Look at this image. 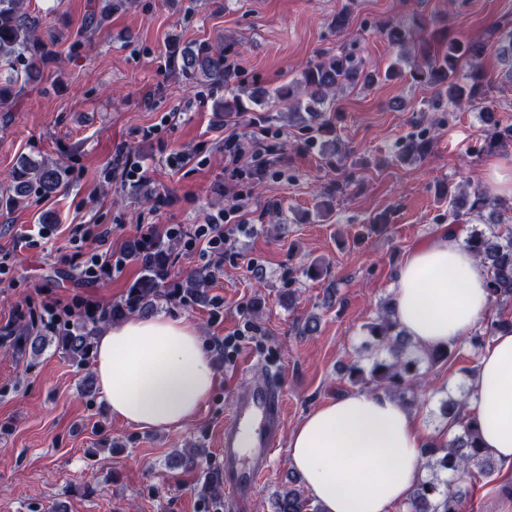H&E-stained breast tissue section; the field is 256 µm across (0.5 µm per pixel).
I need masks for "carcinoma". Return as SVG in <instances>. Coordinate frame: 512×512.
I'll list each match as a JSON object with an SVG mask.
<instances>
[{
	"label": "carcinoma",
	"mask_w": 512,
	"mask_h": 512,
	"mask_svg": "<svg viewBox=\"0 0 512 512\" xmlns=\"http://www.w3.org/2000/svg\"><path fill=\"white\" fill-rule=\"evenodd\" d=\"M37 24L24 12V0H0V103L6 104L15 96L16 85L26 84L31 73L21 74L15 62L21 56H29L30 64L46 66L57 56L55 41L45 40L37 32ZM425 30V24L410 30L400 24H388L380 34L394 48L398 58L408 54L411 46L417 45V34ZM500 54L507 58L508 81L512 82V27L495 30ZM482 47L470 43L450 41L439 53L423 54V61L404 71L398 64H391L384 72H373L353 51L344 47L307 63L292 82L278 86L268 93V99L288 105L307 141L315 144L319 139L333 133L336 119V95L359 85L365 86L378 80L398 81L405 79L413 85L437 89L438 97L448 99L452 105L474 102L486 97L482 74L472 69L461 72L462 63L479 56ZM171 68L178 70L189 81L224 88V112L232 114L247 112L244 103L245 88L232 80L226 67L224 50L208 46L195 51L184 50L170 57ZM485 122L489 129L482 150L489 153L503 151L512 146V125L496 119L486 111ZM432 140L427 131L407 139L401 146L399 156L406 159H423L431 151ZM68 180V168L62 164H35L24 160L10 173V185L0 197L9 207H15L36 190L44 196L58 191ZM439 199L448 200V218L451 223L469 221L482 216L486 209L491 214L509 211L512 202L489 196L479 188H472L466 179L456 185H443L438 190ZM480 265L487 270L488 292L491 301L507 308L512 306V230L502 223L487 224L480 229L472 226L465 238ZM129 254L139 265V276L130 286L125 300L112 304L107 310L89 311L51 335L33 333L22 327L12 337V345L20 350H31L38 355L43 345L55 343L56 348L71 359L84 361L89 358L96 333L101 327L119 322L134 314H144L157 306L162 299L180 297L198 300L206 293L209 275L193 270L175 288L166 287L169 268L172 264L171 244L163 241H136ZM386 300L379 315L367 324L371 346L383 353L365 365L352 363L347 368V379L360 383L373 391H381L407 405L415 402L413 386L419 377L418 364L426 359L430 364L447 361L453 354L455 344L443 349L423 351L416 356L412 340L404 336L397 327ZM470 391L460 392L457 398H448L442 405L441 414L448 422L459 426V431L448 443L422 451L424 468L430 474L417 486L407 502V512H465L470 488L457 481L462 474L471 483L491 474L494 458L480 442L477 422L465 413ZM177 466L185 471H202L201 489L210 497L217 498L224 490V474L219 468L204 465L203 455L186 452L177 459ZM297 477L288 479L290 487L275 494L271 512H319L303 491L294 487Z\"/></svg>",
	"instance_id": "obj_1"
}]
</instances>
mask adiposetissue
Listing matches in <instances>:
<instances>
[{
    "label": "adipose tissue",
    "mask_w": 512,
    "mask_h": 512,
    "mask_svg": "<svg viewBox=\"0 0 512 512\" xmlns=\"http://www.w3.org/2000/svg\"><path fill=\"white\" fill-rule=\"evenodd\" d=\"M453 229H441L403 260L392 293L400 329L421 348L461 342L491 302L486 272ZM95 375L113 416L143 428L191 420L217 379L194 324L155 315L107 326L95 343ZM467 409L484 447L512 467V332L480 356ZM425 434L405 405L352 391L306 414L291 430L288 463L320 512H391L423 475Z\"/></svg>",
    "instance_id": "adipose-tissue-1"
}]
</instances>
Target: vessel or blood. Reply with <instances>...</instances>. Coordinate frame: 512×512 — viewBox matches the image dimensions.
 Segmentation results:
<instances>
[{
    "label": "vessel or blood",
    "instance_id": "obj_1",
    "mask_svg": "<svg viewBox=\"0 0 512 512\" xmlns=\"http://www.w3.org/2000/svg\"><path fill=\"white\" fill-rule=\"evenodd\" d=\"M230 409L224 426V485L230 512H247L280 437L284 405L278 382L272 379L235 393Z\"/></svg>",
    "mask_w": 512,
    "mask_h": 512
}]
</instances>
